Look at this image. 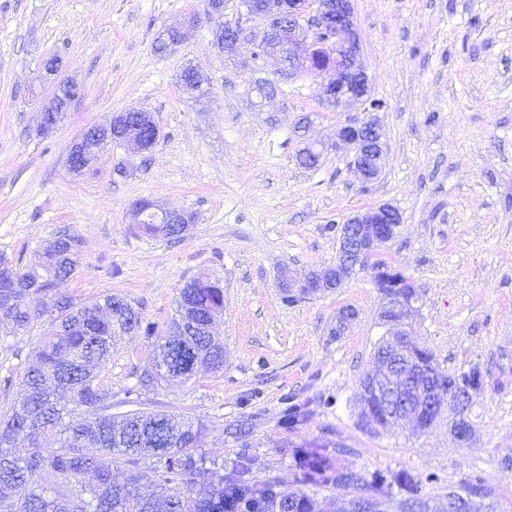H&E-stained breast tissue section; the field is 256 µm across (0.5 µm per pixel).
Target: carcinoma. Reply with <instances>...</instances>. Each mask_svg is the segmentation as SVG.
Instances as JSON below:
<instances>
[{"label":"carcinoma","mask_w":512,"mask_h":512,"mask_svg":"<svg viewBox=\"0 0 512 512\" xmlns=\"http://www.w3.org/2000/svg\"><path fill=\"white\" fill-rule=\"evenodd\" d=\"M206 79L189 68L181 86L187 93L202 91ZM136 228L154 237L163 232L150 213ZM78 238L63 235L54 241L58 249L45 250L33 264L18 268L0 257V326L15 334L27 331L47 316L55 325L40 340L37 365L0 378V395L16 390L9 411L0 414V512H320L319 503L306 487L336 485L353 494L374 498L387 505L397 497L415 502L427 497V486L436 483L406 470L382 469L342 472L332 452L315 442L301 443L292 451L293 466L301 488L281 489L269 475L252 483L247 475L255 458L243 447L238 462L224 470V461L202 448L206 425L198 418L177 416L148 407L146 395L174 380L156 370L169 348L192 353L197 367L224 370V341L212 335L214 320L224 312V289L218 280H191L179 291L178 318L160 333L154 323L124 297L106 294L95 299L68 293L60 285L76 271L71 253ZM122 336L153 340L147 361L137 375L136 387L125 392L123 404L132 407L121 417L112 415V389L99 372L112 358V347ZM408 356L423 376L413 382L440 389L449 396L477 391L486 376L479 367L452 373L434 364L425 348L407 345ZM366 417L384 429L398 425V412L365 398ZM306 402L288 397L280 417L292 433L310 417ZM162 422L165 447L153 444L150 430ZM121 465L126 476L117 481L112 467ZM67 482L72 492L57 493ZM150 481L165 490L159 497L140 492ZM454 493L469 498L472 512H496L488 501L492 489L479 473H470L455 485Z\"/></svg>","instance_id":"cac0c4a2"}]
</instances>
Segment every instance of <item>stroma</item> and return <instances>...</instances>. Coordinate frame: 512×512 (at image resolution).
<instances>
[{
  "label": "stroma",
  "mask_w": 512,
  "mask_h": 512,
  "mask_svg": "<svg viewBox=\"0 0 512 512\" xmlns=\"http://www.w3.org/2000/svg\"><path fill=\"white\" fill-rule=\"evenodd\" d=\"M353 9L371 90L387 103L382 170L368 183L345 151H329L315 170L295 160L301 118L327 140L357 115L327 106L317 78L266 68L282 94L261 112L252 71L213 48L214 22L155 51L158 32L202 13L203 0H0V255L25 265L57 236L75 235L77 270L65 289L122 295L161 329L186 281L219 280L223 372L201 371L154 399L202 419L203 444L225 466L250 448L260 462L253 481L271 473L295 488L292 445L341 442L339 469L437 474L433 512H447L449 486L476 470L496 512H512V472L499 467L512 448V0H353ZM54 55L81 97L42 137L37 102L48 89L43 62ZM189 64L208 78L197 101L180 88ZM132 107L160 127L152 151L134 156L115 144L73 176L67 157L81 131ZM140 199L191 215L183 237L139 233L129 209ZM384 202L403 222L381 257L422 299L411 341L445 371L476 365L491 377L473 396L467 443L444 417L422 433L408 421L379 434L363 426L360 381L383 333L369 271L298 306L281 302L283 271L335 262L339 243L326 224ZM346 307L357 317L332 336ZM52 330L42 319L25 334L0 332V376L32 365ZM149 350V339L125 337L102 368L113 413L125 412L124 392ZM291 395L312 409L293 434L279 424ZM324 395L332 407L320 406Z\"/></svg>",
  "instance_id": "35a3bbf8"
}]
</instances>
